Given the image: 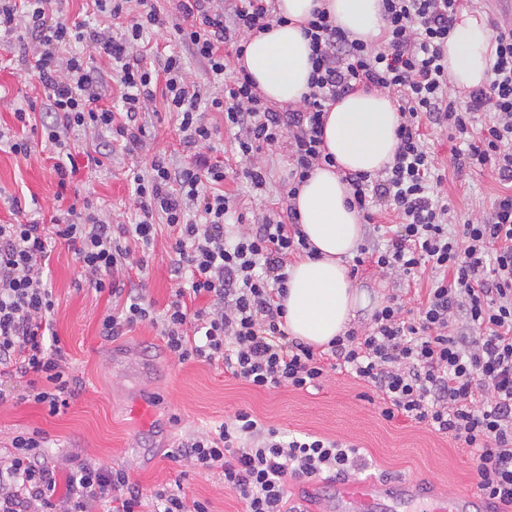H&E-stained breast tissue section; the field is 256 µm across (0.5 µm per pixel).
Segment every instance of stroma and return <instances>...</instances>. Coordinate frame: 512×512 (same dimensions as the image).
Here are the masks:
<instances>
[{
    "mask_svg": "<svg viewBox=\"0 0 512 512\" xmlns=\"http://www.w3.org/2000/svg\"><path fill=\"white\" fill-rule=\"evenodd\" d=\"M17 35L0 37V129H16L14 112L44 99L35 77L23 76L15 56ZM153 136L151 150L136 156L115 154L108 169L81 173L79 194L104 201L103 213L118 222L134 213L132 174L148 167L152 154L171 163H188L180 142L176 117L164 105L146 114ZM429 150L445 177L434 188L447 199L455 223L464 224L488 210L502 187L488 171H454L449 160L454 148L448 130L427 129ZM259 161L268 167L264 190H253L235 173H228L226 193L235 195L249 214L280 207L288 179V150H263ZM53 161L40 148L29 157L0 146V224L12 222L16 209L34 218H50L58 207ZM171 238L159 229L148 259L144 284L156 308L166 304L170 276ZM79 268L66 245L56 244L50 259L48 283L56 299L54 329L73 374L82 387L69 407L51 416L24 399L25 388L15 385L10 401L0 405V455L8 454L18 432L45 431L54 456L71 451L107 467H127L132 481L158 488L182 477L190 496L208 500L212 512H241L237 496L225 489L221 476L171 458L179 439L197 430L219 426L239 410L252 412L265 423L294 434H311L356 444L363 459L357 474L380 482L406 480L450 493L469 491L474 473L468 452L449 435H440L403 419L383 420L367 398L369 388L353 377L333 372L320 390L307 393L288 387L256 390L224 373L220 364L178 362L169 353L159 326L141 323L127 335L106 341L99 322L109 308L106 295L78 288ZM357 287L369 293V308L359 310L355 329H362L374 310L399 298L416 308L409 294H396L393 285L373 268L355 274Z\"/></svg>",
    "mask_w": 512,
    "mask_h": 512,
    "instance_id": "obj_1",
    "label": "stroma"
}]
</instances>
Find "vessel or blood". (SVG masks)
<instances>
[{"label": "vessel or blood", "instance_id": "vessel-or-blood-1", "mask_svg": "<svg viewBox=\"0 0 512 512\" xmlns=\"http://www.w3.org/2000/svg\"><path fill=\"white\" fill-rule=\"evenodd\" d=\"M402 504L419 500L424 512H466L471 501L464 493L428 491L418 493L406 482L380 485L370 479H357L340 485L331 502L330 512H377L381 498Z\"/></svg>", "mask_w": 512, "mask_h": 512}]
</instances>
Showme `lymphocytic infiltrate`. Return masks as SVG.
Wrapping results in <instances>:
<instances>
[{"label":"lymphocytic infiltrate","instance_id":"1","mask_svg":"<svg viewBox=\"0 0 512 512\" xmlns=\"http://www.w3.org/2000/svg\"><path fill=\"white\" fill-rule=\"evenodd\" d=\"M94 0L96 12L121 23L92 28L56 14L53 0H0V29L23 30L24 61L44 89L40 146L51 155L56 200H64L78 173L74 155L104 168L115 151L133 154L147 145L143 116L163 99L177 117L190 162L177 166L154 155L133 175L136 211L129 220H102L92 198L74 200L66 220L29 218L0 224V378L25 384L27 401L55 415L68 408L77 380L53 329L56 301L44 279L52 244H66L84 283L113 300L100 322L112 340L135 325H159L179 362L220 363L225 373L258 390L320 388L329 371L370 386L381 416L402 417L452 436L467 448L474 492L512 506V23L495 24L486 83L458 99L448 90L445 46L457 13L472 0H382L385 40L373 47L351 39L323 9L304 26L310 41L311 91L299 106L275 109L258 94L248 73L235 76L223 96L205 97L190 81L186 57L206 66L208 82L223 77L227 43L242 53L246 36L278 21L274 0H177L182 16L158 66L140 50L144 33L163 28L158 0ZM90 42L109 73L72 52ZM119 98L106 105L107 83ZM397 93L400 122L391 167L382 175L345 174L352 204L370 223L368 244L353 259L379 274L411 279L429 270L430 285L416 317L391 304L375 311L363 332L347 331L329 350L290 338L284 328L288 262L309 250L292 206L255 217L246 231L229 233L234 200L226 173L209 154L210 112L234 130L242 176L265 187L267 169L256 157L287 143L291 168L287 197L313 168L333 164L322 151L328 103L358 89ZM446 126L457 143L456 168L490 167L504 190L489 211L460 232L449 231L448 202L435 198L442 182L425 142L427 126ZM101 138L92 152L72 141L76 129ZM386 207L395 223L379 224ZM170 228L176 259L168 303L156 309L135 276L142 273L159 225ZM38 428L19 432L12 452L0 457V512H211L208 501L189 498L182 479L152 490L131 482L121 467L68 456L69 471L46 450ZM206 470L220 471L242 512H307L306 498L291 500L288 482L323 472L345 476L361 464L357 446L315 435L290 436L241 410L218 427L184 439L172 453Z\"/></svg>","mask_w":512,"mask_h":512}]
</instances>
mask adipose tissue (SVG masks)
Segmentation results:
<instances>
[{
  "label": "adipose tissue",
  "instance_id": "adipose-tissue-1",
  "mask_svg": "<svg viewBox=\"0 0 512 512\" xmlns=\"http://www.w3.org/2000/svg\"><path fill=\"white\" fill-rule=\"evenodd\" d=\"M284 24L252 33L240 61L265 100L295 105L309 94L312 73L309 41L301 29L314 8H327L350 38L378 43L383 29L380 0H276ZM492 31L484 13L463 9L448 37L447 71L452 87L483 85L491 60ZM398 104L386 91L357 90L331 105L323 131L334 166L315 167L292 204L299 225L315 251L288 267L284 322L289 336L327 347L348 331L358 309L367 304L354 285L348 258L362 243L363 220L352 209L345 173L381 174L394 161Z\"/></svg>",
  "mask_w": 512,
  "mask_h": 512
}]
</instances>
